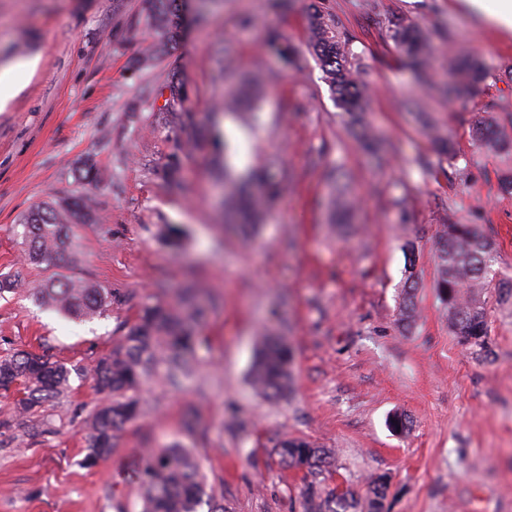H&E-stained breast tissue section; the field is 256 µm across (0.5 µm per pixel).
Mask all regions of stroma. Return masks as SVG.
Listing matches in <instances>:
<instances>
[{
	"instance_id": "35a3bbf8",
	"label": "stroma",
	"mask_w": 512,
	"mask_h": 512,
	"mask_svg": "<svg viewBox=\"0 0 512 512\" xmlns=\"http://www.w3.org/2000/svg\"><path fill=\"white\" fill-rule=\"evenodd\" d=\"M141 0H0V61L40 56L27 86L0 111V355L27 351L77 369L57 400L22 409L21 387L0 390V512H140L129 477L150 449L180 445L198 458L224 512H304L305 475L282 468L284 437L332 451L323 492L364 501L387 483L383 512H512V298L478 289L488 335L464 343L435 285L436 241L451 220L478 225L497 245L494 267L512 281V195L503 158L474 139L477 125L512 113V34L452 0H293L269 14L264 0H212L206 26L185 27L151 68L135 60L153 36ZM333 19L360 55L371 91L365 119L389 157L372 165L345 122L306 43L312 15ZM417 24L434 48L432 88L399 60L389 21ZM284 32L301 67L261 45ZM463 57L489 74L455 102L442 93ZM229 76L214 80L217 65ZM266 82L256 119L212 115L237 73ZM190 107L165 110L169 76ZM426 99L457 156L437 157L410 107ZM214 122L219 144L177 150L183 121ZM232 156H225V144ZM430 158L431 174L418 170ZM96 164L98 188L77 175ZM264 169L288 189L249 234L218 203L215 177ZM178 168L184 190L168 183ZM353 188V222H329L331 169ZM86 194L88 224L70 227L66 261L27 264L16 230L34 206ZM184 233L172 248L171 229ZM218 300L179 388L155 377L137 391L140 412L115 433L111 455L84 466L104 399L89 378L143 307L174 305L187 275ZM415 277V320H399ZM68 279L111 290L102 314L75 318L37 302L35 283ZM293 351V384L265 399L249 370L266 334ZM396 414L409 428L393 432Z\"/></svg>"
}]
</instances>
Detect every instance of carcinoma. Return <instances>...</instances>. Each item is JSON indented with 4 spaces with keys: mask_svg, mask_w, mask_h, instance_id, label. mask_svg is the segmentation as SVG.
Returning <instances> with one entry per match:
<instances>
[{
    "mask_svg": "<svg viewBox=\"0 0 512 512\" xmlns=\"http://www.w3.org/2000/svg\"><path fill=\"white\" fill-rule=\"evenodd\" d=\"M185 0H142L141 12L152 29L156 41L148 53L136 60L140 67L166 53L179 36ZM399 54L413 60L420 83H429L431 46L428 37L417 26L401 21L389 30ZM307 45L316 57L336 106L347 116L351 128L377 164L384 163L377 136L365 122L367 87L358 78L360 61L349 40L342 37L335 22L321 14L311 17L307 31ZM263 47L274 53L283 63L298 65L293 43L275 27L263 34ZM462 82L448 85V95L471 91L482 83L487 67L478 59L463 62L459 67ZM255 96L238 93L224 99L219 109L232 112L253 111ZM424 129L433 133V142L441 153L455 156L448 135L436 130V123L428 112L419 113ZM205 129L191 123L181 130L177 140L180 149L200 148ZM480 145L497 151L512 160V135L498 121L475 130ZM232 193L223 201L237 200L239 216L244 229L257 228L259 212L253 207L250 189L258 184L263 189L264 203L281 195L286 184L242 175L225 179ZM91 220V200L79 197L60 207L37 205L30 209L21 224L22 245L32 264L65 260L71 247L69 229L72 224H86ZM437 288L448 301L450 327L465 341L481 345L487 336L486 319L481 302L464 297L465 288H482L493 280L492 269L496 251L491 239L472 224L450 222L442 225L436 250ZM408 289L401 309V321L410 325L415 309L412 290ZM36 298L51 303L75 317L101 314L112 306V292L89 284L50 279L33 289ZM203 307L192 288L183 289L179 307L157 304L141 311L137 322L124 336L122 343L110 354L100 358L93 367L91 377L98 391L112 397L96 414L89 436V453L84 464L91 467L111 455L114 432L122 424L135 418L136 401L128 396L137 386L156 374L162 373L175 386L189 369V358L200 341L198 320ZM72 369L60 362H51L30 352H14L0 356V389L21 386L24 397L21 405L32 409L62 395L69 388ZM255 386L268 398H281L291 388V355L287 344L277 336H269L259 347L251 371ZM277 453L286 469L306 471L309 481L305 486V512H382L387 486L381 478L371 482L364 503L345 493L329 498L318 489L330 451L319 448L301 438H284ZM133 478L144 488L141 512H199L208 496L206 478L199 462L186 448H157L145 456L133 471Z\"/></svg>",
    "mask_w": 512,
    "mask_h": 512,
    "instance_id": "obj_1",
    "label": "carcinoma"
}]
</instances>
